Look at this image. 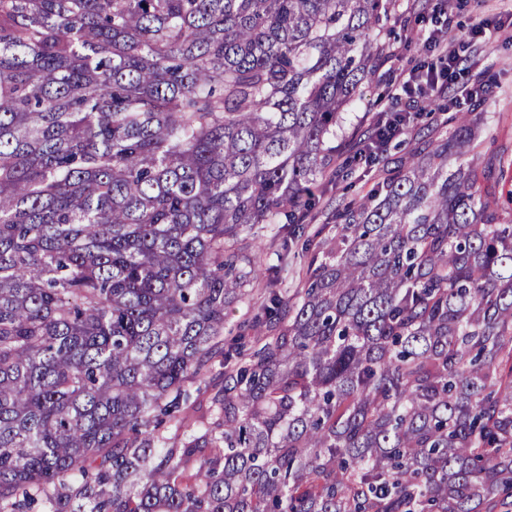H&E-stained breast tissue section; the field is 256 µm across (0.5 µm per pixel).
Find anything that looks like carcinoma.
Wrapping results in <instances>:
<instances>
[{"label":"carcinoma","instance_id":"obj_1","mask_svg":"<svg viewBox=\"0 0 512 512\" xmlns=\"http://www.w3.org/2000/svg\"><path fill=\"white\" fill-rule=\"evenodd\" d=\"M391 0H0V512H495L512 212L453 134L307 227ZM301 287L237 336L249 235ZM224 371L206 406L186 384ZM274 224H260L253 230L252 255L257 266V278L244 290V299H239L226 308L224 321V337L234 336L241 322L251 319L254 303L257 301V293L260 291L258 283L262 281V272L265 263L275 258L274 250L278 241H274ZM306 261V253H302L301 245H299L298 248L293 246L292 251L288 257V275L284 274L285 278L283 279L282 283L278 285V288H281L284 293H288V289L292 291L293 288H297L298 276L293 272L298 271Z\"/></svg>","mask_w":512,"mask_h":512}]
</instances>
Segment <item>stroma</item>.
Masks as SVG:
<instances>
[{
  "instance_id": "obj_1",
  "label": "stroma",
  "mask_w": 512,
  "mask_h": 512,
  "mask_svg": "<svg viewBox=\"0 0 512 512\" xmlns=\"http://www.w3.org/2000/svg\"><path fill=\"white\" fill-rule=\"evenodd\" d=\"M426 0H396L395 10L399 19L387 41V59L380 71L369 77L362 86V95L345 110L336 143L344 153H351L353 146L367 136L370 122L365 112L383 111L390 107V80L420 64L424 57L421 42L412 40L416 31H428L432 24L420 20L419 15ZM448 10L460 30H467L481 18L495 22L507 21L512 16V0H448ZM467 67L473 76L493 77V91L478 106L462 103L471 122L481 129L478 154L481 160L505 163V177L496 187L502 204L512 203V42L503 43L490 39L470 52ZM447 100H439L433 115L415 120L414 126L400 145L387 147L385 159H407L411 148L421 142H433L448 137L457 125L454 113L448 112ZM377 179L376 172L354 169L349 177L339 175L324 180L317 189L319 210L329 211L336 205L367 194Z\"/></svg>"
}]
</instances>
